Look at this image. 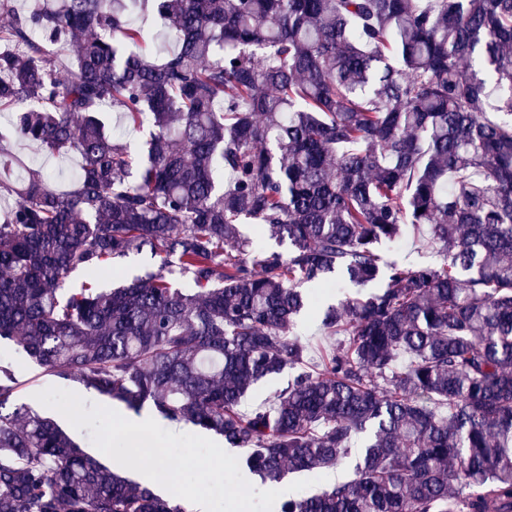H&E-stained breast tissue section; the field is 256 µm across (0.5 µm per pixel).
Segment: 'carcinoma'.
Here are the masks:
<instances>
[{
	"label": "carcinoma",
	"instance_id": "obj_1",
	"mask_svg": "<svg viewBox=\"0 0 512 512\" xmlns=\"http://www.w3.org/2000/svg\"><path fill=\"white\" fill-rule=\"evenodd\" d=\"M0 339L43 373L224 437L279 512H512V0H0ZM71 59L60 77L59 51ZM151 127L139 159L101 113ZM288 251L259 248L241 226ZM426 230L438 265L385 260ZM147 251L158 269L113 261ZM195 291L173 287L165 269ZM81 270L79 288L65 287ZM119 279L102 287L105 276ZM336 348L308 363L307 289ZM297 370L274 403L241 409ZM0 366V512H182ZM11 150L20 158L22 167H16L12 179L18 180L26 175V168L43 169L53 175V187L65 191L74 183L73 173L77 169L78 159L75 156L57 158L47 156L37 147L29 143L11 142ZM288 381V371L279 378L271 379L249 392L245 397L242 407L245 409L252 408L266 400H272L277 390L286 385ZM357 453L356 451H352V455L350 458L343 459L336 468H333L329 471L324 472H310V473H290L286 476L284 481L281 484H278L275 488H287L290 484L299 481V480H309L315 479L318 477H327V480L321 483L314 484L308 488H305L300 491H293L292 493H302V494H310L319 492L323 489L330 487L335 484L337 481L345 480L353 476V467L355 464ZM335 477V480H334ZM333 478V479H332Z\"/></svg>",
	"mask_w": 512,
	"mask_h": 512
}]
</instances>
